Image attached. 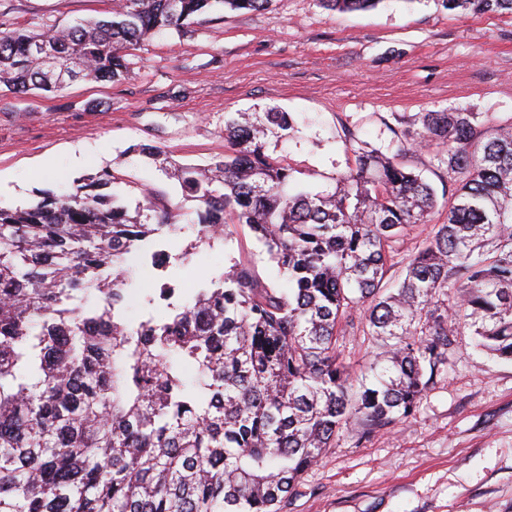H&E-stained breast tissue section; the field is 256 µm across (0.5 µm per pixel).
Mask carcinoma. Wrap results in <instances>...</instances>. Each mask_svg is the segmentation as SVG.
<instances>
[{"instance_id": "obj_1", "label": "carcinoma", "mask_w": 512, "mask_h": 512, "mask_svg": "<svg viewBox=\"0 0 512 512\" xmlns=\"http://www.w3.org/2000/svg\"><path fill=\"white\" fill-rule=\"evenodd\" d=\"M118 2L56 32L0 28V85L61 88L32 53L45 39L83 79L120 81L152 34L271 0ZM320 2L352 12L380 0ZM445 2L512 14V0ZM411 124L419 136L390 154L353 149L331 192L290 190L291 169L266 154L292 128L275 108L224 119V156L206 168L142 149L199 202L200 241L224 242L228 216L247 225L286 288L235 260L183 300L169 269L189 253L145 251L171 212L147 197L115 203L107 172L84 191L0 206V512H280L348 425L368 438L414 414L461 330L512 361V123L419 112ZM419 138L447 154L448 213L391 276L394 244L438 206L403 161ZM132 254L152 269L143 301L166 302L161 318H124ZM358 332L376 347L359 374L340 355ZM181 361L197 366L191 391Z\"/></svg>"}]
</instances>
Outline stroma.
Listing matches in <instances>:
<instances>
[{
    "mask_svg": "<svg viewBox=\"0 0 512 512\" xmlns=\"http://www.w3.org/2000/svg\"><path fill=\"white\" fill-rule=\"evenodd\" d=\"M112 0H0V23L29 31L104 17ZM275 107L294 134L272 148L296 189L326 191L354 165L352 145L388 149L419 112L495 113L512 121V15L446 9L443 0H380L330 12L318 0H272L262 12L215 9L184 33L165 31L130 59L125 79L70 80L56 92L0 88V206L76 192L108 170V194L133 207L143 190L176 225L162 240L188 251L175 278L192 297L231 259L280 280L243 224L198 242L197 201L141 146L203 166L224 154V116ZM95 151L78 170L69 150ZM51 166H44V159ZM282 512H512V361L470 333L414 415L368 439L349 428L304 473Z\"/></svg>",
    "mask_w": 512,
    "mask_h": 512,
    "instance_id": "stroma-1",
    "label": "stroma"
}]
</instances>
